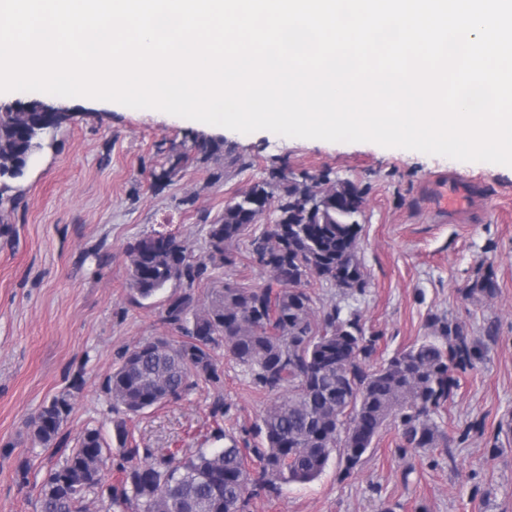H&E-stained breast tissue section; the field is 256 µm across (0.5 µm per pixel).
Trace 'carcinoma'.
Segmentation results:
<instances>
[{
  "label": "carcinoma",
  "instance_id": "carcinoma-1",
  "mask_svg": "<svg viewBox=\"0 0 512 512\" xmlns=\"http://www.w3.org/2000/svg\"><path fill=\"white\" fill-rule=\"evenodd\" d=\"M43 102L0 105V179L24 174L32 158L54 139ZM294 180L282 187L273 228L250 240L258 263L271 277L260 288L226 283L209 307L194 308L189 293L171 297L165 321L184 340L146 341L119 356L106 378L112 409L126 417L180 399L199 383H218L215 350L224 352L266 393L286 392L265 410L250 445H231L190 457L128 445L126 421L115 424V438L128 465L114 484L103 485L106 441L86 429L61 466L50 472L39 491L40 512H86L95 492L101 512L125 507L131 512H247L251 497L275 493L280 484L317 478L336 450L346 471L359 464L386 421L399 431L398 451L406 455L434 448L439 427L433 419L456 386L453 371L482 359L464 328L435 317L433 335L397 351L374 370L366 362L376 353L378 337L368 336L354 314L338 306L316 320L312 279L336 288L363 291L365 275L356 255L361 232L357 217L363 192L349 181ZM256 184L224 206L209 225V260L229 263L227 246L240 240L267 212L274 192ZM130 288L149 298L172 282L193 285L207 264L188 254L171 235H152L126 249ZM72 410L70 395L54 398L29 426L36 441L56 443Z\"/></svg>",
  "mask_w": 512,
  "mask_h": 512
}]
</instances>
